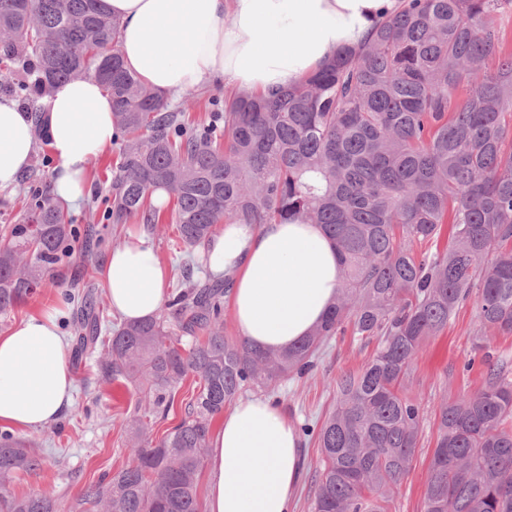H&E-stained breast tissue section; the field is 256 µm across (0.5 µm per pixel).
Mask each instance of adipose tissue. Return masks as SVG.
<instances>
[{
    "label": "adipose tissue",
    "mask_w": 512,
    "mask_h": 512,
    "mask_svg": "<svg viewBox=\"0 0 512 512\" xmlns=\"http://www.w3.org/2000/svg\"><path fill=\"white\" fill-rule=\"evenodd\" d=\"M121 23L126 67L171 100L219 78L227 93L268 92L309 77L356 47L402 0H102ZM41 107L57 160L60 203L90 192L91 160L112 144V100L91 79L55 87ZM35 144L33 121L0 97V190L14 186ZM212 277L230 281L242 339L277 351L325 317L340 281L334 243L317 224H226L201 248ZM101 276L121 321L155 318L168 274L151 238L131 230ZM52 307L0 334V426L25 433L61 419L74 378ZM302 470L295 425L271 400L238 399L217 423L207 463V512H292Z\"/></svg>",
    "instance_id": "adipose-tissue-1"
}]
</instances>
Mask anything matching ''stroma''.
I'll use <instances>...</instances> for the list:
<instances>
[{
	"instance_id": "35a3bbf8",
	"label": "stroma",
	"mask_w": 512,
	"mask_h": 512,
	"mask_svg": "<svg viewBox=\"0 0 512 512\" xmlns=\"http://www.w3.org/2000/svg\"><path fill=\"white\" fill-rule=\"evenodd\" d=\"M115 148L93 159L88 167L91 194L68 214L79 230L104 231L111 224L112 168ZM55 158L44 133H37L34 152L25 177L14 189L0 192V227L15 223L22 213V202L31 185L52 186ZM150 237L161 263L167 268L170 284H177L183 268H190L194 280L207 281L200 255L189 256L177 245V232L169 219H162ZM84 240L74 244L75 256L66 267L67 284L93 281L94 300L100 310L103 329H111L117 319L109 307L100 268L105 248L95 250L91 262H83ZM62 307L60 327L68 342H75L78 331L72 319L73 306L64 301L61 287L45 282L38 295L0 317V333L8 331L25 317L43 308ZM477 314L475 300H468L450 319L447 328L427 338L412 365L407 394L420 402L424 423L412 466L393 492L391 512H422L428 467L436 441L433 411L443 401L480 388L489 364L512 362V333H492L487 342L488 363L476 362L473 322ZM374 344L357 340L351 334L329 338L322 346L314 371L308 376L288 379L264 390V397L278 403L288 417L303 426L323 420L336 404V379L358 371L371 358ZM75 379L73 402L63 418L54 425L25 434L24 439L45 459L42 470L19 475L12 483L15 494L50 492L60 504V512H69L83 487L103 474L113 472L133 460L128 423L146 400L125 380L100 382L97 357L87 355L71 359ZM303 471L293 512H311L319 471L320 453L309 438L301 440Z\"/></svg>"
}]
</instances>
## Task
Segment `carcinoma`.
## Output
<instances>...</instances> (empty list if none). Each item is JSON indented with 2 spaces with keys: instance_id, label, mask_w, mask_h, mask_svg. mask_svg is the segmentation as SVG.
<instances>
[{
  "instance_id": "1",
  "label": "carcinoma",
  "mask_w": 512,
  "mask_h": 512,
  "mask_svg": "<svg viewBox=\"0 0 512 512\" xmlns=\"http://www.w3.org/2000/svg\"><path fill=\"white\" fill-rule=\"evenodd\" d=\"M512 0H405L360 48L267 94L242 92L197 121L124 67L121 23L101 0H0V77L34 111L54 85L92 78L112 98L118 161L112 223L154 230L172 201L191 251L222 224L322 225L341 283L312 333L276 352L224 336V281L184 287L158 317L101 335L92 291L80 298L75 352L101 350V378L134 382L149 413L167 416L188 375L199 390L163 438L130 420L132 463L82 489L74 512H202L199 473L213 421L247 387L302 377L325 342L351 329L372 358L336 379V407L318 431L312 512H390L391 491L419 444L421 404L404 395L423 341L477 290L473 329L512 332V50L493 17ZM443 251L417 254L416 241ZM0 243V315L64 279L78 230L35 190ZM191 339L189 349L183 339ZM437 439L423 512H512V364L488 366L473 393L434 411ZM44 458L0 432V512H59L49 493L8 483Z\"/></svg>"
}]
</instances>
